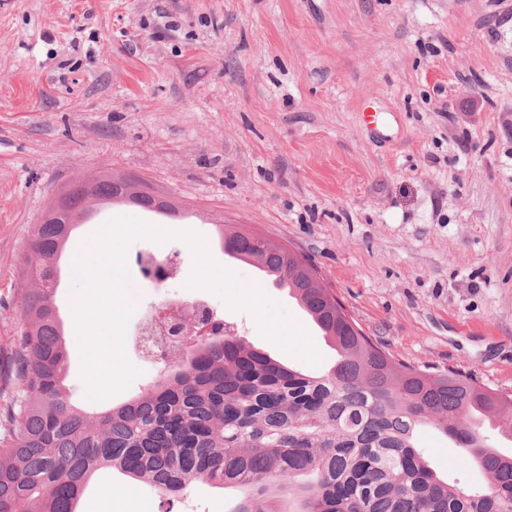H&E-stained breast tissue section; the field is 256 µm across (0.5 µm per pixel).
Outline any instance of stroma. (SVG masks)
<instances>
[{
	"label": "stroma",
	"mask_w": 512,
	"mask_h": 512,
	"mask_svg": "<svg viewBox=\"0 0 512 512\" xmlns=\"http://www.w3.org/2000/svg\"><path fill=\"white\" fill-rule=\"evenodd\" d=\"M103 172L189 214L104 204L79 244L120 216L203 234L309 331L316 365L207 292L225 328L284 366L320 373L336 352L287 291L224 254L216 222L301 251L395 357L512 393V0H0V407L15 395L31 230L60 190ZM144 251L176 277L146 279ZM126 266L136 314L197 294L181 240L135 241ZM59 269L72 402L96 413L141 395L162 367L130 351L139 377L88 398L78 290L67 260ZM416 442L440 475L483 484L437 429ZM235 497L199 482L166 498L115 470L78 512H230Z\"/></svg>",
	"instance_id": "35a3bbf8"
}]
</instances>
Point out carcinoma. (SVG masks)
I'll return each instance as SVG.
<instances>
[{"mask_svg": "<svg viewBox=\"0 0 512 512\" xmlns=\"http://www.w3.org/2000/svg\"><path fill=\"white\" fill-rule=\"evenodd\" d=\"M95 199L134 196L112 178ZM37 224L40 261L22 297L27 325L15 348L19 395L0 412V512H76L102 467L175 497L204 481L238 491L232 512H512V455L479 435L473 418L496 422L512 441V396L450 368L393 358L314 282L313 264L221 224L224 252L247 262L297 300L336 351L320 376L287 368L216 321L215 335L178 341L175 370L141 396L87 413L64 386L67 350L50 282L72 235ZM438 429L461 467L486 480L479 492L448 484L415 435Z\"/></svg>", "mask_w": 512, "mask_h": 512, "instance_id": "carcinoma-1", "label": "carcinoma"}]
</instances>
